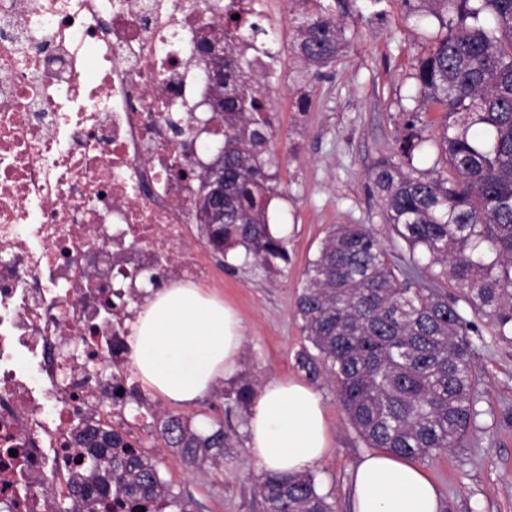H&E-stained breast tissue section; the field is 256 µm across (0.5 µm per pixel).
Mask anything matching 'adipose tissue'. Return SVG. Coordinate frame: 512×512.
I'll return each mask as SVG.
<instances>
[{
	"mask_svg": "<svg viewBox=\"0 0 512 512\" xmlns=\"http://www.w3.org/2000/svg\"><path fill=\"white\" fill-rule=\"evenodd\" d=\"M236 311L193 284H175L150 300L134 327L132 356L142 383L174 403L195 401L235 371L243 348ZM247 446L263 470L307 471L329 446L320 397L295 378L258 393ZM427 473L383 450L366 453L351 475V512H443Z\"/></svg>",
	"mask_w": 512,
	"mask_h": 512,
	"instance_id": "obj_1",
	"label": "adipose tissue"
}]
</instances>
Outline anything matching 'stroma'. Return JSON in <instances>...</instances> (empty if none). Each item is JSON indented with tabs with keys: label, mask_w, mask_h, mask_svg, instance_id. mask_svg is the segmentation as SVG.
<instances>
[{
	"label": "stroma",
	"mask_w": 512,
	"mask_h": 512,
	"mask_svg": "<svg viewBox=\"0 0 512 512\" xmlns=\"http://www.w3.org/2000/svg\"><path fill=\"white\" fill-rule=\"evenodd\" d=\"M331 6L344 23L348 42L335 61L312 69L292 49L296 28L318 4ZM274 26L259 43L270 48L261 59L259 88L271 105L274 136L269 144L272 173L279 191L269 204L271 223L288 241V259L277 272L262 276L236 256L208 253L214 269L211 293L238 312L244 343L235 380L257 384L281 377L305 379L297 355L309 343L295 313L302 273L336 224H365L395 257V241L381 216V201L371 181L375 162L393 155L407 113L420 112L426 135L437 136L442 114L420 111L412 77L439 31L428 17H409L403 0H271ZM307 97L308 110L298 100ZM485 340L475 357L481 414L469 443L423 462L444 502V512H512V333L500 334L491 320H476ZM326 411L332 443L312 468L316 487L333 506L349 512L350 478L366 445L345 418L336 390L327 379L313 382ZM178 414L193 427L223 420L233 445L220 466L186 468L159 432L158 415ZM125 436L156 462L173 493L192 498L195 512H261L256 484L261 467L247 448L248 425L230 413L226 400L206 392L185 404L138 386L126 410Z\"/></svg>",
	"instance_id": "obj_1"
}]
</instances>
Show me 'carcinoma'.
Wrapping results in <instances>:
<instances>
[{
    "label": "carcinoma",
    "instance_id": "cac0c4a2",
    "mask_svg": "<svg viewBox=\"0 0 512 512\" xmlns=\"http://www.w3.org/2000/svg\"><path fill=\"white\" fill-rule=\"evenodd\" d=\"M436 18L445 34L418 59L419 97L443 112L434 138L408 116L397 157L375 165L372 178L382 217L407 248L394 262L364 224H339L308 261L296 298L302 331L317 350L298 366L311 378L327 370L341 408L369 448L426 461L467 444L482 414L475 388L474 319L512 326V0H417L413 13ZM224 29L250 40L265 33L258 14ZM348 41L328 8L303 18L294 51L311 67L334 60ZM224 76V211L202 205L205 244L222 256L241 246L253 268L288 262L287 242L269 230L268 207L278 195L269 173L270 108L252 80V60L239 56ZM437 152L428 175L414 166L427 145ZM463 291L459 298L446 285ZM469 307L467 318L459 301ZM216 394L246 412L257 395L243 382ZM165 444L186 465L224 463L232 447L219 420L196 430L178 415L160 418ZM90 463L72 491L91 502L116 498L124 512H193L172 493L157 465L120 434L90 423L75 437ZM262 512H332L310 472L259 476Z\"/></svg>",
    "mask_w": 512,
    "mask_h": 512
}]
</instances>
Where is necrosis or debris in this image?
I'll return each instance as SVG.
<instances>
[{
  "label": "necrosis or debris",
  "mask_w": 512,
  "mask_h": 512,
  "mask_svg": "<svg viewBox=\"0 0 512 512\" xmlns=\"http://www.w3.org/2000/svg\"><path fill=\"white\" fill-rule=\"evenodd\" d=\"M223 16L224 0H0V512L71 499L76 431L127 420L137 305L213 279L184 170L224 134L193 54Z\"/></svg>",
  "instance_id": "4bbe7bcc"
}]
</instances>
